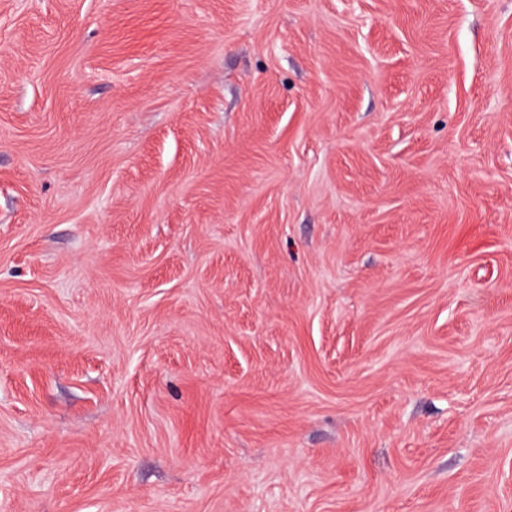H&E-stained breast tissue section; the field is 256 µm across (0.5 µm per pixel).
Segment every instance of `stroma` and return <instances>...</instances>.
I'll return each instance as SVG.
<instances>
[{
    "label": "stroma",
    "instance_id": "1",
    "mask_svg": "<svg viewBox=\"0 0 512 512\" xmlns=\"http://www.w3.org/2000/svg\"><path fill=\"white\" fill-rule=\"evenodd\" d=\"M0 512H512V0H0Z\"/></svg>",
    "mask_w": 512,
    "mask_h": 512
}]
</instances>
